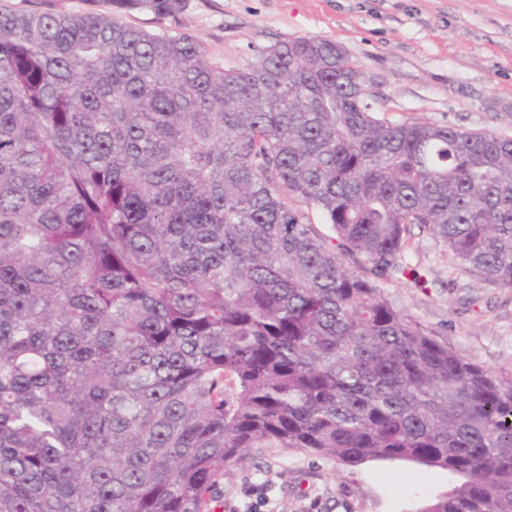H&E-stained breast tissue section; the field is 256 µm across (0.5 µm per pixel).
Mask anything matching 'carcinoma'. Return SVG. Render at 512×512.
Returning <instances> with one entry per match:
<instances>
[{"mask_svg": "<svg viewBox=\"0 0 512 512\" xmlns=\"http://www.w3.org/2000/svg\"><path fill=\"white\" fill-rule=\"evenodd\" d=\"M366 97L317 37L224 70L0 7V512H211L253 448L415 462L456 477L420 512H512V382L382 286L417 226L512 288V137Z\"/></svg>", "mask_w": 512, "mask_h": 512, "instance_id": "carcinoma-1", "label": "carcinoma"}]
</instances>
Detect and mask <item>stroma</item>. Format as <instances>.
<instances>
[{
	"label": "stroma",
	"instance_id": "35a3bbf8",
	"mask_svg": "<svg viewBox=\"0 0 512 512\" xmlns=\"http://www.w3.org/2000/svg\"><path fill=\"white\" fill-rule=\"evenodd\" d=\"M122 18L193 36L222 69L246 67L279 40L327 39L357 66L379 115L512 136V0H185L174 15ZM385 291L459 356L512 380V289L474 280L417 231ZM449 483L413 462L350 467L256 448L226 467L217 498L222 512H420Z\"/></svg>",
	"mask_w": 512,
	"mask_h": 512
}]
</instances>
